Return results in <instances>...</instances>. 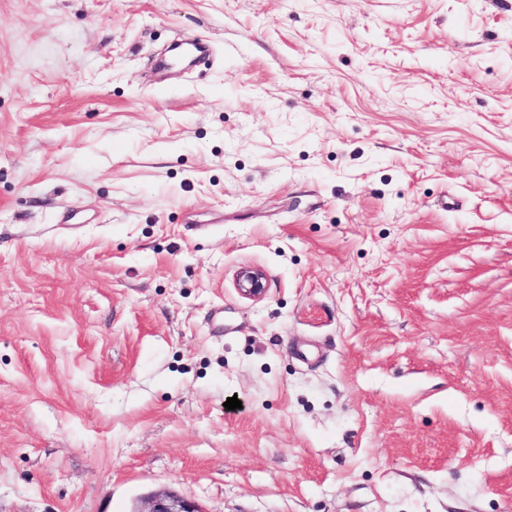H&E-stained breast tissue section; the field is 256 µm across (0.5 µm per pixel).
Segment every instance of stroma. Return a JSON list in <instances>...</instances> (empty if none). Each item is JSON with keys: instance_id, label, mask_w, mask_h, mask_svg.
<instances>
[{"instance_id": "1", "label": "stroma", "mask_w": 512, "mask_h": 512, "mask_svg": "<svg viewBox=\"0 0 512 512\" xmlns=\"http://www.w3.org/2000/svg\"><path fill=\"white\" fill-rule=\"evenodd\" d=\"M162 489L512 512V0H0V512ZM238 289L241 294L248 297L261 296L265 288V278L259 270H244L238 277Z\"/></svg>"}]
</instances>
